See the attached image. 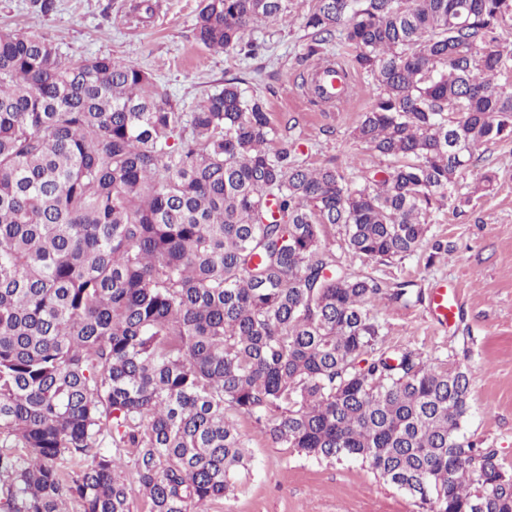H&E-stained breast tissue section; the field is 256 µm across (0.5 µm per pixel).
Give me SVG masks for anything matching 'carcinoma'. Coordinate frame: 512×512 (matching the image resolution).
<instances>
[{
	"label": "carcinoma",
	"mask_w": 512,
	"mask_h": 512,
	"mask_svg": "<svg viewBox=\"0 0 512 512\" xmlns=\"http://www.w3.org/2000/svg\"><path fill=\"white\" fill-rule=\"evenodd\" d=\"M288 0H201L195 34L243 49ZM375 93L355 184L310 169L233 82L184 115L138 66L67 63L0 29V508L202 512L232 491L233 421L309 458H352L423 512H512V471L465 439L472 374L378 349L405 285L336 261L415 251L477 148L512 140L500 32L512 0H315Z\"/></svg>",
	"instance_id": "1"
}]
</instances>
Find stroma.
Masks as SVG:
<instances>
[{"label":"stroma","instance_id":"obj_1","mask_svg":"<svg viewBox=\"0 0 512 512\" xmlns=\"http://www.w3.org/2000/svg\"><path fill=\"white\" fill-rule=\"evenodd\" d=\"M55 0L43 14L32 0H0V28L43 34L65 61L109 57L140 66L175 111L192 112L208 95L236 80L246 98L261 99L281 143L293 145L304 164L335 165L351 177L385 160L353 135L371 101L373 83L356 88L339 109L309 103L301 86L315 66L306 56L311 39L303 17L311 0H288L289 21H260L245 33L257 45L245 56L206 49L194 36L201 0ZM493 173L492 190L478 189ZM450 252L437 255L435 243ZM329 243L340 261L361 276L405 283L417 301L383 302L373 309L384 327V350L411 349L435 368L472 372L471 414L464 432L479 447L497 449L512 467V140L481 146L460 178L455 199L432 214L415 252L386 262L353 258L341 237ZM456 286L460 312L451 324L431 310L435 288ZM234 421L251 456L237 477L234 496L209 503V512H421L397 487L358 460H316L264 438L245 414Z\"/></svg>","mask_w":512,"mask_h":512}]
</instances>
